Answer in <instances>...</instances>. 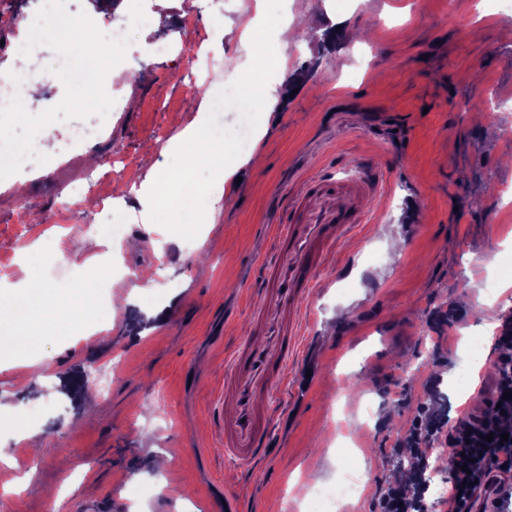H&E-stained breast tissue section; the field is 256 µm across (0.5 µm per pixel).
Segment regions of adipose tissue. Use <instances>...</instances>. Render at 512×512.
<instances>
[{
	"mask_svg": "<svg viewBox=\"0 0 512 512\" xmlns=\"http://www.w3.org/2000/svg\"><path fill=\"white\" fill-rule=\"evenodd\" d=\"M209 121L208 106H200L194 121L182 131V170L163 171L156 164L147 163L143 202L149 211L178 214L184 224H211L223 211L228 201L223 181L231 176L227 170L222 173V183L206 190L197 189L200 212H186L181 208L190 185L188 172L214 166L224 158V143L213 139L208 132ZM105 274V267L96 266L91 269L88 281L69 286L54 285L32 274L22 287L1 288L0 351L23 355L25 364L38 375L50 373L53 357L41 351L33 328L51 323L63 335L75 323L90 327L97 325L102 320V312L90 284Z\"/></svg>",
	"mask_w": 512,
	"mask_h": 512,
	"instance_id": "obj_1",
	"label": "adipose tissue"
}]
</instances>
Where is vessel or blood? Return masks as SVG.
<instances>
[{
  "instance_id": "1",
  "label": "vessel or blood",
  "mask_w": 512,
  "mask_h": 512,
  "mask_svg": "<svg viewBox=\"0 0 512 512\" xmlns=\"http://www.w3.org/2000/svg\"><path fill=\"white\" fill-rule=\"evenodd\" d=\"M383 188L382 173L367 161L352 181L329 172L304 179L271 228L275 260L253 284L266 303L254 310L253 334L235 350L224 378V400L233 408L224 420V449L247 468L269 452L271 430L259 396L288 379V357L299 347L302 300L315 286L313 261L367 223L362 203Z\"/></svg>"
}]
</instances>
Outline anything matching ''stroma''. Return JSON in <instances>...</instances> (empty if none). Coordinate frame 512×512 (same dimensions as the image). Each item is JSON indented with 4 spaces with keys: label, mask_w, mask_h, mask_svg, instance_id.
I'll return each instance as SVG.
<instances>
[{
    "label": "stroma",
    "mask_w": 512,
    "mask_h": 512,
    "mask_svg": "<svg viewBox=\"0 0 512 512\" xmlns=\"http://www.w3.org/2000/svg\"><path fill=\"white\" fill-rule=\"evenodd\" d=\"M309 4L313 28L346 14L369 35L327 51L272 113L258 144L225 141L223 167L236 169L224 179L233 207L205 230L129 212L111 227L112 253L129 273L94 293L112 312L104 330L87 342L79 326L63 335L45 329L40 343L55 369L40 378L16 354L0 353V448L13 456L12 466L0 467V512H224L228 494L239 496L242 512H304L308 489L338 476L342 426L365 488L339 510L376 512L389 486L385 472L395 466L393 445L419 406L451 420L484 408L499 354L488 328L512 310L500 274L512 257V223H502L498 207L512 202V12L485 20L480 0ZM31 6L0 0L7 42L0 81L18 73L9 54L19 49L38 62L42 79L39 99L0 134V146L17 153L37 136L45 154L38 170L0 171V266H9L11 283L32 271L60 285L85 276L98 205H111L128 180L144 181V158L170 168L202 99L223 102V73L204 90L182 81L196 57L214 54L239 70L242 86L255 88L261 59H285L293 73L316 53L283 33L302 21L293 0H283V17L265 37L245 29L258 0H234L223 14L150 0L124 50V77L112 82L119 109L102 112L91 100L74 112L58 62L66 42L15 34L16 15ZM167 41L176 44L173 55L148 56ZM493 97L507 104L491 116L484 107ZM75 124L88 140L73 147ZM252 151L261 167L248 162ZM331 154L341 179L356 178L361 160L372 159L388 172L386 189L371 202L368 223L317 266L318 286L306 300L312 319L288 362V389L261 399L273 425L269 455L248 472L223 451L224 371L252 327V309L265 303L250 287L272 257L267 226L277 196L296 193ZM79 181L91 184L94 206L78 197L59 209ZM31 246L37 252L28 265L22 253ZM62 253L70 267L58 266ZM136 272L154 288L131 304ZM164 304L171 313L162 324L153 311ZM474 341L481 357L471 363ZM464 368L472 388L461 393L448 378ZM77 370L96 391L92 402L61 390ZM368 400L370 418L362 413ZM23 425L37 432L39 455L18 440ZM32 467L30 485L10 492ZM66 469L79 477L65 490Z\"/></svg>",
    "instance_id": "1"
}]
</instances>
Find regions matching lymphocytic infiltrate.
I'll return each mask as SVG.
<instances>
[{
    "mask_svg": "<svg viewBox=\"0 0 512 512\" xmlns=\"http://www.w3.org/2000/svg\"><path fill=\"white\" fill-rule=\"evenodd\" d=\"M499 355L494 363V382L482 412L449 422L419 418L401 444L415 450L445 439L451 456L448 481L455 505L472 498L474 482L490 474L501 480L512 478V438L501 440L505 421H512V315L502 316L496 336Z\"/></svg>",
    "mask_w": 512,
    "mask_h": 512,
    "instance_id": "lymphocytic-infiltrate-1",
    "label": "lymphocytic infiltrate"
}]
</instances>
